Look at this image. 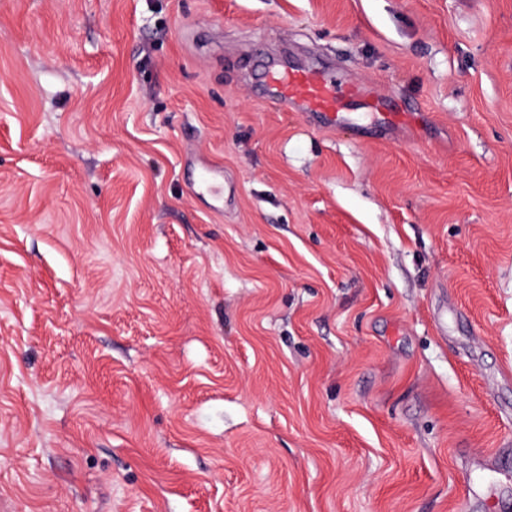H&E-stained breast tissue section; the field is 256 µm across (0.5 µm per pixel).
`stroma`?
I'll return each mask as SVG.
<instances>
[{"label":"stroma","instance_id":"obj_1","mask_svg":"<svg viewBox=\"0 0 512 512\" xmlns=\"http://www.w3.org/2000/svg\"><path fill=\"white\" fill-rule=\"evenodd\" d=\"M268 59L417 119L311 124ZM501 493L512 0H0V512ZM201 169L196 178V187L199 189L206 188L213 193L216 202L221 201V192L217 187L220 178L222 177L223 170L215 165L207 162L200 163Z\"/></svg>","mask_w":512,"mask_h":512}]
</instances>
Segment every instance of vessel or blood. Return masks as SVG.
<instances>
[{"instance_id":"obj_1","label":"vessel or blood","mask_w":512,"mask_h":512,"mask_svg":"<svg viewBox=\"0 0 512 512\" xmlns=\"http://www.w3.org/2000/svg\"><path fill=\"white\" fill-rule=\"evenodd\" d=\"M265 76L267 88L281 108L295 106L317 115L326 126H336L346 119L352 103L360 102L372 109L380 105L378 98L363 96L358 86L342 85L325 73L269 65Z\"/></svg>"}]
</instances>
